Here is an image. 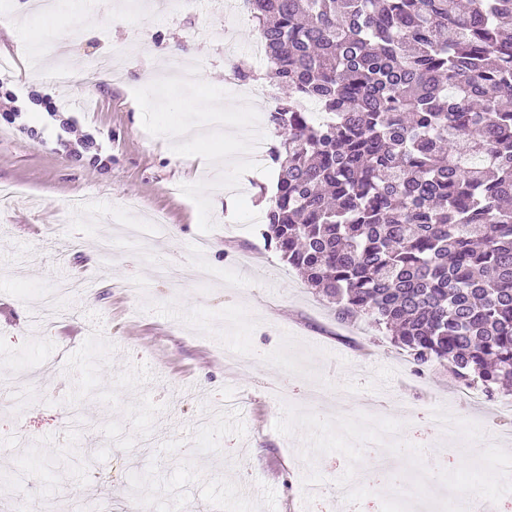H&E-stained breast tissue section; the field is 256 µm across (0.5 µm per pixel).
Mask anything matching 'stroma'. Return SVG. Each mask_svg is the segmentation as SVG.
<instances>
[{
    "mask_svg": "<svg viewBox=\"0 0 512 512\" xmlns=\"http://www.w3.org/2000/svg\"><path fill=\"white\" fill-rule=\"evenodd\" d=\"M30 3L0 8V72L21 96L32 88L67 109L84 99L79 124L108 158L90 167L0 112V186L17 193L0 209V374L25 397L0 403V476L21 497L26 476L38 477L30 512H80L90 497L121 512L141 490L159 512H381L377 489L357 504L300 494L309 468L328 488L347 468L338 453L306 463L302 433L274 428L287 405L339 415L335 402L314 400L319 385L388 405L404 424L399 440L420 446L427 463L444 454V469L461 459L430 427L434 404L512 452L504 395L487 399L443 364L416 367L368 318L338 320L335 304L260 230L234 221L222 193L210 192L216 227L201 235L180 190L198 182L197 168L177 161L169 138L144 130L133 91L173 50L227 92L225 52L265 72L251 18L228 19L222 0H186L177 13L168 0H61L49 18ZM122 42L140 43L141 53L118 78L84 88L28 67L32 51L63 45L79 74L87 56L107 58ZM75 198L84 211L69 210ZM106 237L108 255L99 250ZM75 277L79 291L61 298L52 329L41 327L40 297ZM231 345L259 361L230 369Z\"/></svg>",
    "mask_w": 512,
    "mask_h": 512,
    "instance_id": "stroma-1",
    "label": "stroma"
}]
</instances>
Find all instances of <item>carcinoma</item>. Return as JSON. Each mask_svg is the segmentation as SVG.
Masks as SVG:
<instances>
[{"mask_svg": "<svg viewBox=\"0 0 512 512\" xmlns=\"http://www.w3.org/2000/svg\"><path fill=\"white\" fill-rule=\"evenodd\" d=\"M276 193L263 236L342 320L512 387V0H250Z\"/></svg>", "mask_w": 512, "mask_h": 512, "instance_id": "cac0c4a2", "label": "carcinoma"}]
</instances>
